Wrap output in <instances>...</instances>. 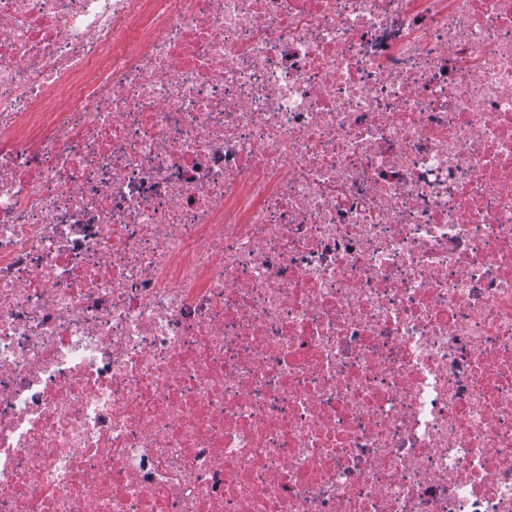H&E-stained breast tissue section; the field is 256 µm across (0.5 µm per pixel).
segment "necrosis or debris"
<instances>
[{
	"label": "necrosis or debris",
	"mask_w": 512,
	"mask_h": 512,
	"mask_svg": "<svg viewBox=\"0 0 512 512\" xmlns=\"http://www.w3.org/2000/svg\"><path fill=\"white\" fill-rule=\"evenodd\" d=\"M0 512H512V0H0Z\"/></svg>",
	"instance_id": "obj_1"
}]
</instances>
